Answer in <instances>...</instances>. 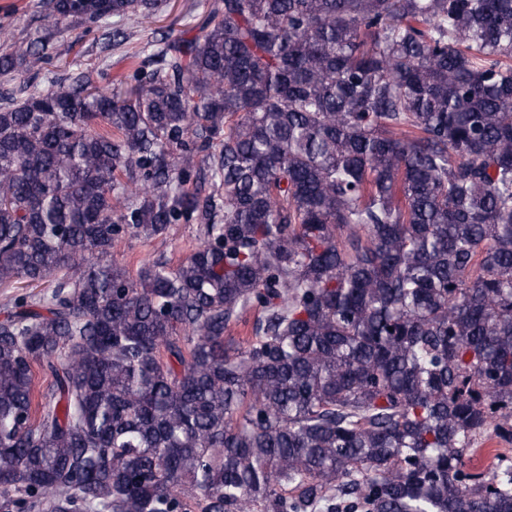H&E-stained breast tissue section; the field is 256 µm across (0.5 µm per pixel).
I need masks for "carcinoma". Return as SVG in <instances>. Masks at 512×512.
<instances>
[{"label": "carcinoma", "instance_id": "cac0c4a2", "mask_svg": "<svg viewBox=\"0 0 512 512\" xmlns=\"http://www.w3.org/2000/svg\"><path fill=\"white\" fill-rule=\"evenodd\" d=\"M160 5L49 0L0 76ZM149 58L0 95V288H50L0 304V512H512V0H211ZM198 224H171L165 235L147 238L144 235L127 234L114 241L112 260L126 267L132 275L145 263L158 258L176 267L201 242ZM474 448L478 449L471 456L469 465L476 471H494L497 464V454H505L512 458V442L501 441L493 435L480 440Z\"/></svg>", "mask_w": 512, "mask_h": 512}]
</instances>
